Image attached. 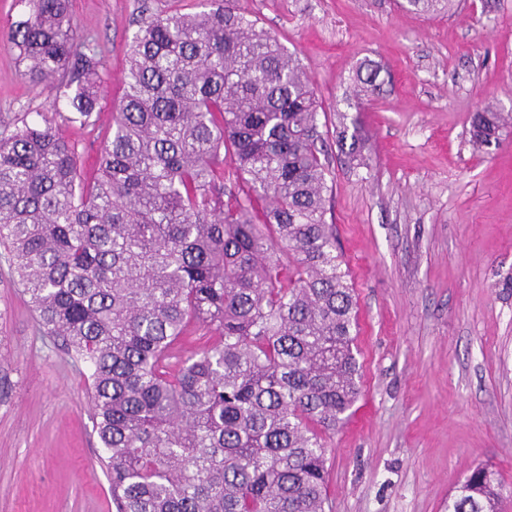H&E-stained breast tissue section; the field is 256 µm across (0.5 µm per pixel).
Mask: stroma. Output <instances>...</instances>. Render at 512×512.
Returning <instances> with one entry per match:
<instances>
[{"instance_id":"obj_1","label":"stroma","mask_w":512,"mask_h":512,"mask_svg":"<svg viewBox=\"0 0 512 512\" xmlns=\"http://www.w3.org/2000/svg\"><path fill=\"white\" fill-rule=\"evenodd\" d=\"M240 0L315 83L319 122L357 124L363 161L331 148L327 220L358 304L361 393L330 446L332 512H447L467 469L493 470L512 512V135L478 153L470 121L512 113V0ZM200 0H71L105 69L95 126L62 125L96 167L142 15ZM380 94L349 106L356 69ZM0 46V121L48 92ZM85 364L40 328L0 259V512H112ZM379 74V69L371 61L365 60L361 62L357 69L354 97L361 99L380 91L381 83H378Z\"/></svg>"}]
</instances>
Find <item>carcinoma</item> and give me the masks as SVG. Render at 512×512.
I'll use <instances>...</instances> for the list:
<instances>
[{"mask_svg":"<svg viewBox=\"0 0 512 512\" xmlns=\"http://www.w3.org/2000/svg\"><path fill=\"white\" fill-rule=\"evenodd\" d=\"M150 15L129 48L99 169L56 124H94L98 47L69 0H32L0 44L48 89L0 131V244L39 325L86 364L115 512H326L359 395L357 301L326 220L329 160L299 57L239 0ZM454 0H412L421 12ZM369 60L354 97L380 90ZM512 124L472 117L477 147ZM353 158L358 127L337 135ZM486 467L448 512H502Z\"/></svg>","mask_w":512,"mask_h":512,"instance_id":"1","label":"carcinoma"}]
</instances>
